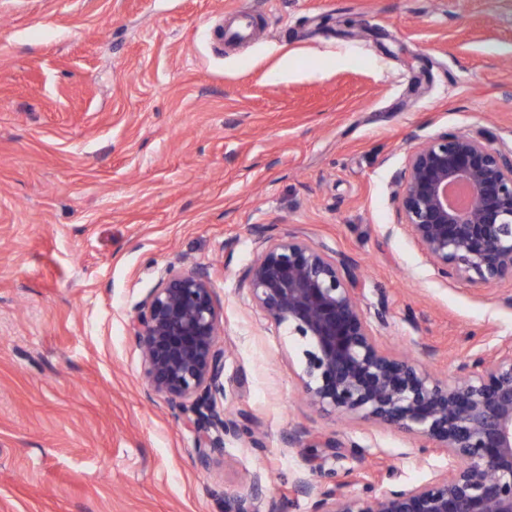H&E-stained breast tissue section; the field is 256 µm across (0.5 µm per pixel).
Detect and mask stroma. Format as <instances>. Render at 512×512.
<instances>
[{"instance_id":"obj_1","label":"stroma","mask_w":512,"mask_h":512,"mask_svg":"<svg viewBox=\"0 0 512 512\" xmlns=\"http://www.w3.org/2000/svg\"><path fill=\"white\" fill-rule=\"evenodd\" d=\"M242 9L255 37L217 52ZM447 131L512 145V0H0V512H224L256 470L263 500L309 512L299 475L360 496L447 469L304 404L301 342L241 282L272 224L358 262L393 353L451 378L512 337V281L444 280L389 230L413 134ZM194 266L223 317L224 402L252 431L206 471L129 330L165 268Z\"/></svg>"}]
</instances>
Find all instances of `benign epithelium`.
<instances>
[{
    "label": "benign epithelium",
    "mask_w": 512,
    "mask_h": 512,
    "mask_svg": "<svg viewBox=\"0 0 512 512\" xmlns=\"http://www.w3.org/2000/svg\"><path fill=\"white\" fill-rule=\"evenodd\" d=\"M393 178L394 228L421 248L438 276L472 285L512 278V148L485 134L414 137ZM459 187L473 203L454 202ZM250 302L302 342L300 389L319 411L396 427L448 456V469L411 487L349 496L305 477L310 512H512V340H485L443 380L422 362L384 351L353 259L297 233L259 231L244 271ZM222 318L203 267L167 268L137 303L131 333L142 349L148 397L192 413L198 462L209 469L225 437L247 426L224 411ZM253 492L224 502V512H281Z\"/></svg>",
    "instance_id": "1"
}]
</instances>
